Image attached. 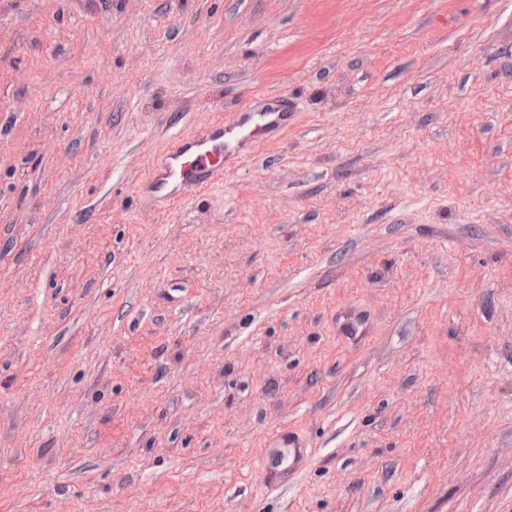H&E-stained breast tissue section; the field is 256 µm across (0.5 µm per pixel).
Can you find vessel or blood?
<instances>
[{"label":"vessel or blood","mask_w":512,"mask_h":512,"mask_svg":"<svg viewBox=\"0 0 512 512\" xmlns=\"http://www.w3.org/2000/svg\"><path fill=\"white\" fill-rule=\"evenodd\" d=\"M292 112L293 105L285 98L271 99L261 106L251 101L231 117H217L202 130L175 137L144 181L143 191L163 207L179 204L238 165L246 145L286 129Z\"/></svg>","instance_id":"obj_1"}]
</instances>
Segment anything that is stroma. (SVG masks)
<instances>
[{
	"label": "stroma",
	"instance_id": "35a3bbf8",
	"mask_svg": "<svg viewBox=\"0 0 512 512\" xmlns=\"http://www.w3.org/2000/svg\"><path fill=\"white\" fill-rule=\"evenodd\" d=\"M0 512H512V0H0ZM293 106L287 98L267 100L262 106L249 101L230 118L219 116L202 130L175 137L142 190L171 208L209 188L242 161L246 145L286 129Z\"/></svg>",
	"mask_w": 512,
	"mask_h": 512
}]
</instances>
